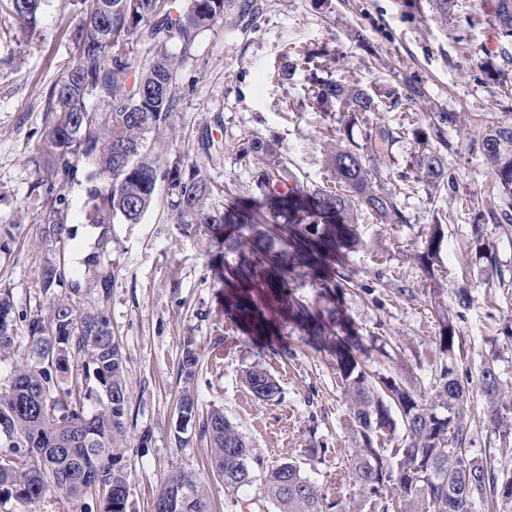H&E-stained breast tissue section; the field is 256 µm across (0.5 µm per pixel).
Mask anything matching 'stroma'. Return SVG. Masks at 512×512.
Listing matches in <instances>:
<instances>
[{
    "label": "stroma",
    "mask_w": 512,
    "mask_h": 512,
    "mask_svg": "<svg viewBox=\"0 0 512 512\" xmlns=\"http://www.w3.org/2000/svg\"><path fill=\"white\" fill-rule=\"evenodd\" d=\"M256 29L242 31L226 13L203 32L195 57L180 72L183 99L172 128L158 136L162 161L180 157L197 163L210 187L209 205L250 202L257 158L239 160L238 145L253 138L275 140L288 169L308 186L330 182L327 159L340 144L367 148L376 126L407 123L428 127L438 113L454 114L441 127L439 148L451 168L453 186L419 181L411 165L416 147L400 139L385 165L380 185L393 192L406 216L402 224L359 220L362 244L339 260L354 285L344 292L324 290L318 276L299 269L290 281L293 297L320 312L327 332L336 317L354 323L370 356L369 371L402 379L421 398L434 396L432 378L441 362L470 378V407L488 406L477 382L486 361H494L507 384L497 432L478 429L472 455L495 467H512V223H499L495 180L479 152L489 119L512 122V38L495 23L496 0H454L440 12L435 0H262ZM81 11L77 0H45L35 28L23 29L0 9V293L16 312L45 317L51 299L72 298L78 307H98L126 357L129 396L125 433L112 446L130 486L131 512H152L155 497L177 470L194 473L208 487L212 512H274L259 500L258 486L225 492L211 476L210 444L199 420L176 428L183 387L180 361L185 341L200 354L195 390L199 412L215 408L245 434L263 467L285 460L303 471L328 499L342 496L359 512L379 505L355 493L346 470L356 446L349 403L344 397L333 352L308 339L288 315L287 304L272 306L280 330V352L262 336L246 335L227 311L215 258L233 265L240 254L217 251L201 232L177 224L168 206L167 184L139 224H108L110 242L100 250L97 225L84 219L83 179L56 186L65 199L70 230L64 240H45L46 215L42 144L45 104L54 82L79 53ZM319 54L325 78L365 89L389 88L412 95L410 111L380 105L355 121L309 107L308 74L278 82L287 45ZM213 135L221 152L205 156L201 138ZM445 238L426 275L417 257L434 222ZM482 234L496 263L477 260L473 238ZM99 253L110 273L109 294L83 285L44 293L41 272L53 263L66 271L82 268ZM411 288L414 298L402 296ZM469 289L470 304L457 306L458 289ZM455 317L462 347L444 356L439 347L442 314ZM261 365L281 386L279 398L263 401L244 382Z\"/></svg>",
    "instance_id": "obj_1"
}]
</instances>
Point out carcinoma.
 <instances>
[{"label":"carcinoma","mask_w":512,"mask_h":512,"mask_svg":"<svg viewBox=\"0 0 512 512\" xmlns=\"http://www.w3.org/2000/svg\"><path fill=\"white\" fill-rule=\"evenodd\" d=\"M43 0H4L19 23L33 28ZM81 46L76 63L51 87L46 111L53 119L43 141L48 178L46 199L53 215L42 233L60 240L68 233L62 199L52 197L54 179L82 175L88 184L86 205L91 224H139L157 201L158 180L167 181L168 205L179 223L204 232L216 244L230 238L228 229L252 225L248 256L226 267L229 300L261 335L275 331L266 315L261 291L288 286L291 262L308 270L335 271L338 257L360 245L355 214L365 210L382 224L406 221L393 194L374 189L378 157L396 139L379 126L369 133L373 156L366 159L348 146H337L328 166L341 190L304 186L289 173L275 143L256 138L250 151L260 160L254 172V193L269 204L260 213L250 208L219 211L206 205L207 180L180 176L179 166L162 170L161 157L149 150L148 136L170 128L181 101L180 70L194 57L197 40L216 19L232 11L242 29L258 26L259 0H81ZM499 29L512 36V0H497ZM279 81L299 69L310 71L312 105L325 112L352 116L376 110L374 97L317 75L314 56L287 46ZM421 146L415 166L426 183L453 185L445 158L429 145L422 127L404 128ZM481 151L499 187L502 219L512 220V123L491 120L482 132ZM285 223L288 250L272 252L265 239L269 224ZM444 238L433 225L419 264L433 273V260ZM65 284V271L54 265L42 270L41 288ZM288 313L312 336H322L319 313L299 301ZM346 335L336 337V370L352 399L351 429L358 448L347 459L348 474L365 498L380 502L381 512L395 505L408 512H475L501 495L512 497V474L498 471L469 454L476 420L468 405V384L453 366L435 371L437 398L423 401L408 385L390 376H374L358 357L354 325L344 321ZM460 343L450 319L442 322L443 353ZM17 353L24 364L0 387V507L28 512L47 492L57 490L83 502V512H128L129 490L116 467L112 438L126 430L129 397L124 384L125 357L112 336V326L98 309H77L64 300L50 304L48 325L39 317L17 314L7 296H0V355ZM199 355L185 344L180 363L185 382L194 380ZM252 393L271 401L280 385L264 368L245 375ZM479 385L488 398L489 422L499 421L497 397L504 383L493 362L484 364ZM96 397L103 407L88 414L86 401ZM198 402L185 387L178 402V427L188 425ZM397 413L405 431L402 448L379 447L378 437L395 427ZM210 442V470L227 492L260 482L263 498L277 512H353L345 500L329 501L302 471L286 460L261 472L260 459L224 411H210L202 422ZM154 512H211L205 485L192 473L177 471L154 503Z\"/></svg>","instance_id":"carcinoma-1"}]
</instances>
